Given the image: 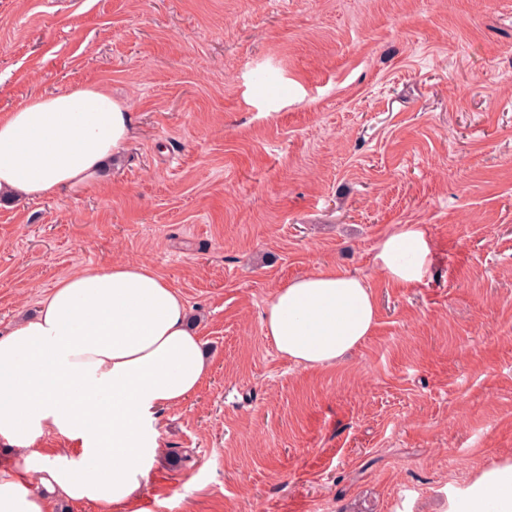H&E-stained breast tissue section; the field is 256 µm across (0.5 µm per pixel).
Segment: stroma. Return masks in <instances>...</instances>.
Masks as SVG:
<instances>
[{
  "label": "stroma",
  "mask_w": 512,
  "mask_h": 512,
  "mask_svg": "<svg viewBox=\"0 0 512 512\" xmlns=\"http://www.w3.org/2000/svg\"><path fill=\"white\" fill-rule=\"evenodd\" d=\"M80 84L132 139L0 203V336L80 269L182 294L209 369L155 414L140 512H449L512 459V0H0V110ZM398 224L428 234L411 287L375 262ZM325 267L377 322L304 369L262 313Z\"/></svg>",
  "instance_id": "1"
}]
</instances>
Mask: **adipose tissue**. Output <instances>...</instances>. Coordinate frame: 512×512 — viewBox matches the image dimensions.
Returning a JSON list of instances; mask_svg holds the SVG:
<instances>
[{"label":"adipose tissue","instance_id":"obj_1","mask_svg":"<svg viewBox=\"0 0 512 512\" xmlns=\"http://www.w3.org/2000/svg\"><path fill=\"white\" fill-rule=\"evenodd\" d=\"M131 136L127 105L104 86L34 96L0 114V194L35 200L80 189ZM429 257L420 224L397 225L377 245L379 268L401 286L421 282ZM376 315L363 277L326 269L281 284L263 330L288 361L326 368L371 336ZM207 371L184 299L150 265L61 278L35 316L0 337V439L15 449L0 467V512L79 501L126 512L160 452L155 412L183 404ZM54 432L81 441L83 463L41 452ZM460 509L512 512V462L484 469Z\"/></svg>","mask_w":512,"mask_h":512}]
</instances>
